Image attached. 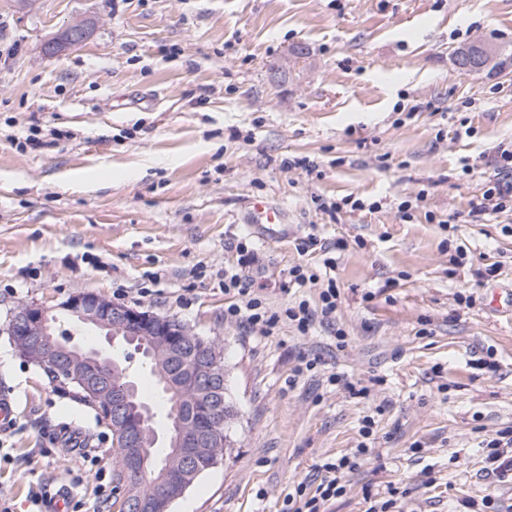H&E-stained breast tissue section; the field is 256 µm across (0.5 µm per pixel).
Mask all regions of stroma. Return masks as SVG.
Returning a JSON list of instances; mask_svg holds the SVG:
<instances>
[{"label":"stroma","mask_w":512,"mask_h":512,"mask_svg":"<svg viewBox=\"0 0 512 512\" xmlns=\"http://www.w3.org/2000/svg\"><path fill=\"white\" fill-rule=\"evenodd\" d=\"M78 22L91 36L46 54ZM478 42L494 66L461 71L456 50ZM5 44L18 47L0 60L12 512H33L40 477L91 512L96 471L112 468L109 429L7 333L19 305L82 292L176 318L224 357L230 445L169 512H281L289 488L354 450L366 416L375 448L325 512H368L392 488L404 512H512V471L485 470L487 441L512 428V311L492 305L512 289V210L472 215L512 141V0H0ZM32 131L42 146L25 145ZM347 196L365 210H323ZM251 198L284 212L287 241L246 232ZM311 233L346 244L333 326L255 337L225 320L241 242L252 291L317 302L322 258L297 250ZM296 265L316 281L289 282ZM304 358L316 368L295 375ZM333 372L369 397L329 385Z\"/></svg>","instance_id":"stroma-1"}]
</instances>
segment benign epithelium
<instances>
[{"instance_id":"7a95c632","label":"benign epithelium","mask_w":512,"mask_h":512,"mask_svg":"<svg viewBox=\"0 0 512 512\" xmlns=\"http://www.w3.org/2000/svg\"><path fill=\"white\" fill-rule=\"evenodd\" d=\"M78 326L105 333L112 343L134 347L165 377L169 389L182 394L191 414L167 415L164 440H159L152 408L138 398L128 369L107 353L83 348L57 333L58 318L34 304L17 308L9 336H18L17 351L26 352L55 368L57 379L72 380L87 392L104 388L108 398L98 406L100 420L120 435L127 480L122 500L129 512H167L202 472L217 459L215 449L227 446L229 412L221 398L223 371L211 357L219 353L213 341L189 336L172 319L114 303L94 293H80L60 305ZM169 449L155 456L150 449ZM152 480L143 486L134 478L147 463Z\"/></svg>"}]
</instances>
